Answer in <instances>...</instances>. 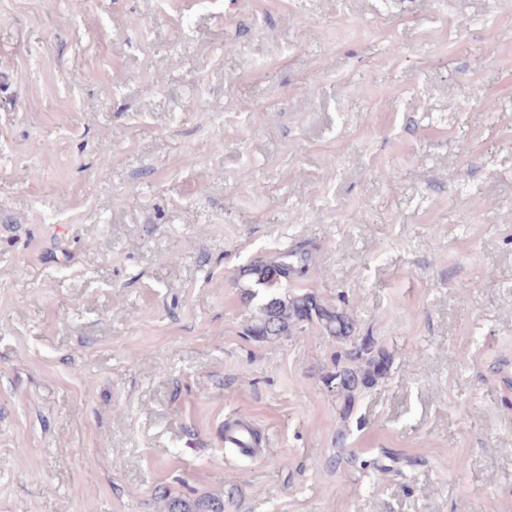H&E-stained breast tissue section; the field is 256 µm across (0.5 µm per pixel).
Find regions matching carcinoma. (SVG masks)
<instances>
[{
  "label": "carcinoma",
  "mask_w": 512,
  "mask_h": 512,
  "mask_svg": "<svg viewBox=\"0 0 512 512\" xmlns=\"http://www.w3.org/2000/svg\"><path fill=\"white\" fill-rule=\"evenodd\" d=\"M295 273L301 270L285 259L271 263L257 261L250 266L248 275L256 285L268 290V294L260 307V315L247 332L259 341H267L298 335L310 325L318 326L341 349L337 357L342 366L338 367L333 380L342 399L341 411L347 416L356 396L387 376L391 357L377 345L374 337L355 335V323L344 310L328 305L311 293L292 297L280 295L278 288ZM226 497L231 499L234 494H206L192 501L171 497L164 509L165 512H226Z\"/></svg>",
  "instance_id": "1"
}]
</instances>
